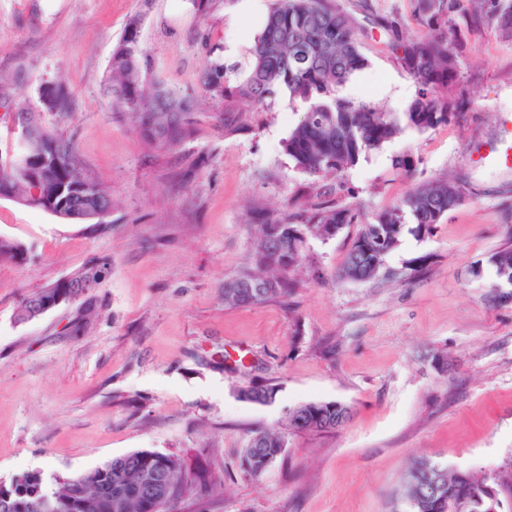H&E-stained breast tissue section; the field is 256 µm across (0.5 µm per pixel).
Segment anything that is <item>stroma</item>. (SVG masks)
I'll list each match as a JSON object with an SVG mask.
<instances>
[{
  "instance_id": "obj_1",
  "label": "stroma",
  "mask_w": 512,
  "mask_h": 512,
  "mask_svg": "<svg viewBox=\"0 0 512 512\" xmlns=\"http://www.w3.org/2000/svg\"><path fill=\"white\" fill-rule=\"evenodd\" d=\"M356 2L336 0L367 66L341 92L405 112L418 86ZM274 3L209 0L201 13L191 0H0V152L16 142L8 112L38 106L47 83L64 82L76 109L50 122L112 197L98 232L0 199V237L30 251L24 263L0 262V482L37 471L50 485L149 449L223 484L188 495L180 512H402L412 458L487 471L512 459V295L498 297L488 262L506 240L512 170L473 153L512 120V43L494 27L460 58L459 122L406 131L343 175L370 214L448 175L463 204L430 234L403 236L386 259L393 281L338 279L356 227L312 240L317 273L289 306L231 307L223 292L251 252L253 208L296 212L328 185L282 148L302 104L284 92L261 105L205 101L191 136L162 151L114 118L104 87L131 16L150 78L183 95L198 92L209 48L248 66ZM406 154L415 165L404 172L394 161ZM98 257L111 270L97 288L16 323L23 295ZM252 383L274 386L275 401L241 399ZM308 401L343 403L351 417L329 435L285 434L275 466L244 474L250 429L282 427Z\"/></svg>"
}]
</instances>
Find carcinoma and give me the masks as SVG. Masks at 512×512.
I'll return each mask as SVG.
<instances>
[{"label":"carcinoma","instance_id":"carcinoma-1","mask_svg":"<svg viewBox=\"0 0 512 512\" xmlns=\"http://www.w3.org/2000/svg\"><path fill=\"white\" fill-rule=\"evenodd\" d=\"M413 19L424 30L407 38L394 14L377 15L374 24L388 35V46L399 65L419 85L418 96L402 115L383 112L338 89L366 66L349 15L332 0H277L250 48L245 72L213 55L199 74L202 94L210 99L243 97L263 104L280 90L304 105L303 119L292 129L283 148L295 166L313 177L343 174L360 157L381 148L405 129L419 132L446 125L456 117L459 102L448 97L457 84L459 54L488 26L512 42V0H411ZM148 60L140 42L137 19L127 25L112 53L107 91L115 118L135 126L145 143L156 150L181 144L191 132L195 100L175 95L155 81L145 83ZM51 95L55 106L38 114L67 115L75 110L65 84L46 85L40 97ZM46 147L31 155L29 170L47 176L34 185L16 180L0 163V198L12 194L28 207L27 197L39 192L35 208L53 216L71 211L98 213L91 225L100 226L112 209L107 190L86 169L71 140L43 126ZM464 198L457 182L444 177L417 186L399 202L372 215L363 205H316L297 215L259 211L254 218L258 234L252 264L228 279L247 280L251 287L224 292L231 306L260 304L293 295L298 281L293 274L309 257V240H331L358 224L338 277L367 282L387 274L386 257L407 232L425 236ZM24 244L0 237V261L22 263ZM498 283L512 281V235L489 258ZM94 271H110L104 259H92L69 273V283L53 282V293H78L75 281ZM242 398L258 403L275 399L276 389L252 384ZM350 418L347 406L335 401H309L288 409L286 425L293 432L328 435ZM281 433L257 428L241 450L242 471L263 475L283 455ZM437 465L428 458L414 460L403 479L404 512H512V463L490 473L442 467V485L436 494L424 489L427 473ZM205 473L187 478L179 458L151 450H136L105 462L74 478L44 484L41 473L22 472L0 483V512H174L192 484H210Z\"/></svg>","mask_w":512,"mask_h":512}]
</instances>
